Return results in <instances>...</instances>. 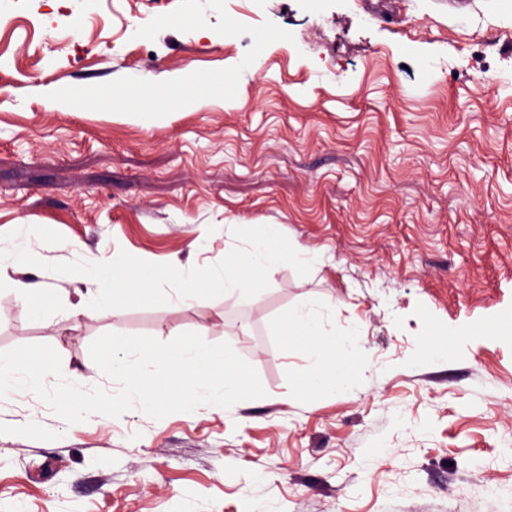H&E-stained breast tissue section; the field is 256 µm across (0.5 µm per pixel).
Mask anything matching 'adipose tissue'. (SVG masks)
I'll use <instances>...</instances> for the list:
<instances>
[{
  "instance_id": "ef3b65f1",
  "label": "adipose tissue",
  "mask_w": 512,
  "mask_h": 512,
  "mask_svg": "<svg viewBox=\"0 0 512 512\" xmlns=\"http://www.w3.org/2000/svg\"><path fill=\"white\" fill-rule=\"evenodd\" d=\"M22 252L19 245L10 253L0 252V284L13 288L17 298L30 312L41 316L45 322H52V313L46 304L49 298L58 296V289L47 288L43 282L30 277L12 278L8 275L10 268L18 266ZM266 331L268 335L288 339L293 349L307 358L313 375H319L322 382L338 389L345 388L347 381L326 374L328 362L337 358L345 365L356 366L363 360V350L356 339L325 336L321 306L312 301L293 311L289 319H270Z\"/></svg>"
}]
</instances>
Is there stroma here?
Returning <instances> with one entry per match:
<instances>
[{
	"label": "stroma",
	"instance_id": "35a3bbf8",
	"mask_svg": "<svg viewBox=\"0 0 512 512\" xmlns=\"http://www.w3.org/2000/svg\"><path fill=\"white\" fill-rule=\"evenodd\" d=\"M202 103L146 118L171 81ZM73 88L95 101L55 105ZM236 224L319 254L253 298L45 325L0 288V351L114 389L100 335L226 342L265 395L66 424L0 398V512H512V0H0V250L206 267ZM366 361L295 397L265 334L306 300ZM445 338L448 354H425Z\"/></svg>",
	"mask_w": 512,
	"mask_h": 512
}]
</instances>
